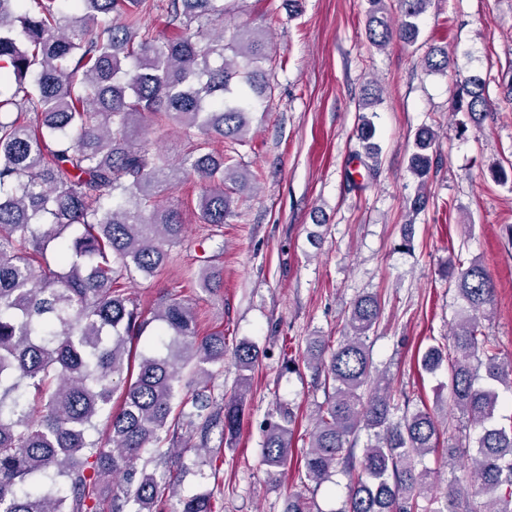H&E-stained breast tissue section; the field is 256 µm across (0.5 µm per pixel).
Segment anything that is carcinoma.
I'll use <instances>...</instances> for the list:
<instances>
[{
    "label": "carcinoma",
    "mask_w": 512,
    "mask_h": 512,
    "mask_svg": "<svg viewBox=\"0 0 512 512\" xmlns=\"http://www.w3.org/2000/svg\"><path fill=\"white\" fill-rule=\"evenodd\" d=\"M33 2L26 10L24 0H0V512H164L177 476L159 480L136 461L168 462L184 424L199 425L205 440L217 426L235 440L259 348L236 347L240 375L223 408L211 410L199 390L183 397L207 384V365L224 361V334L199 335L195 313L177 298L144 317L122 280L155 275L184 238L182 211L162 205L161 190L193 175L203 185L198 223L219 227L231 215L249 176L234 154L249 115L271 94L270 45L258 29L224 24V0H168L159 32L143 22L151 0ZM383 2L368 0L371 43L381 48L394 35L416 43L431 0H399L396 25ZM424 62L448 72L444 50L430 49ZM458 111L482 123L483 81L466 82ZM24 112L35 124L21 120ZM149 117L196 135L180 163L137 142ZM357 136L376 155L365 116ZM434 140L428 127L415 135L416 212L426 205ZM448 281L460 301L452 345H432L420 359L426 372L447 366L440 414L416 408L395 418V394L368 344L377 295L354 300L336 348L320 336L309 341L304 364L323 380L325 400L296 466L318 485L348 475L337 512H472L479 496L485 512H512V429L495 424L512 364L480 330L495 285L477 260L450 266ZM222 283L214 271L198 276L210 293ZM455 414L479 430L471 484L454 476L436 492L423 460L438 448L440 417ZM293 423L288 412L266 430L271 478L292 462ZM175 512H215L212 496L179 495Z\"/></svg>",
    "instance_id": "1"
}]
</instances>
